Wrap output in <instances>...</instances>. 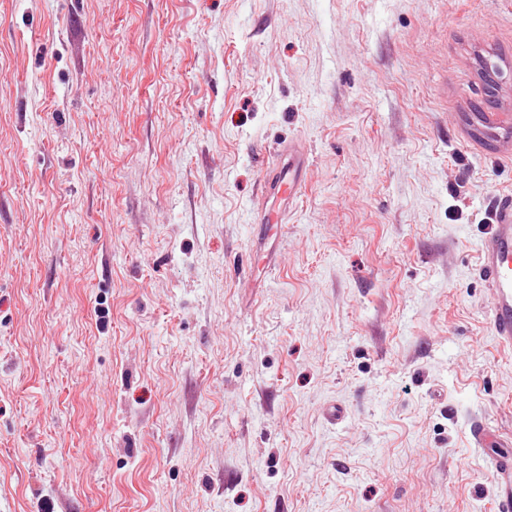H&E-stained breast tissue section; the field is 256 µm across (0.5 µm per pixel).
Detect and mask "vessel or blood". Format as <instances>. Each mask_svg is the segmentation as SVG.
<instances>
[{
  "instance_id": "b4317fda",
  "label": "vessel or blood",
  "mask_w": 512,
  "mask_h": 512,
  "mask_svg": "<svg viewBox=\"0 0 512 512\" xmlns=\"http://www.w3.org/2000/svg\"><path fill=\"white\" fill-rule=\"evenodd\" d=\"M305 185L306 159L293 151L286 167L264 174L261 188L293 201ZM477 273L493 294L492 334L500 345L512 347V195L500 197L494 204L479 249ZM492 470L496 484L494 512H512V456L494 457Z\"/></svg>"
}]
</instances>
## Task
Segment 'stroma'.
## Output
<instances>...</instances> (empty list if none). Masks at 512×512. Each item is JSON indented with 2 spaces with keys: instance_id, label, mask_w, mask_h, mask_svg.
I'll list each match as a JSON object with an SVG mask.
<instances>
[{
  "instance_id": "stroma-1",
  "label": "stroma",
  "mask_w": 512,
  "mask_h": 512,
  "mask_svg": "<svg viewBox=\"0 0 512 512\" xmlns=\"http://www.w3.org/2000/svg\"><path fill=\"white\" fill-rule=\"evenodd\" d=\"M478 110L512 0H0V512H493ZM306 185V158L296 150L288 151V167L265 173L261 188L267 193H277L294 201L301 196Z\"/></svg>"
}]
</instances>
